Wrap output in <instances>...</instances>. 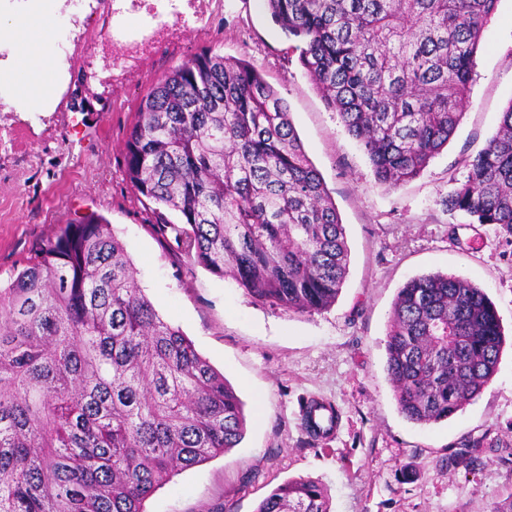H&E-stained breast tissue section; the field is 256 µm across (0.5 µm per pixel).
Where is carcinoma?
<instances>
[{
    "label": "carcinoma",
    "instance_id": "cac0c4a2",
    "mask_svg": "<svg viewBox=\"0 0 512 512\" xmlns=\"http://www.w3.org/2000/svg\"><path fill=\"white\" fill-rule=\"evenodd\" d=\"M266 3L375 182L396 187L453 138L498 0ZM137 112L126 175L155 205L161 236L258 302L293 313L336 302L344 224L253 65L200 54L158 78ZM448 206L512 233V101ZM503 342L477 285L438 272L407 281L386 340L400 412L418 424L456 414L496 374ZM245 427L234 389L138 288L104 218L58 225L0 286V512H145L161 485L237 447ZM256 512H330L329 497L293 479Z\"/></svg>",
    "mask_w": 512,
    "mask_h": 512
}]
</instances>
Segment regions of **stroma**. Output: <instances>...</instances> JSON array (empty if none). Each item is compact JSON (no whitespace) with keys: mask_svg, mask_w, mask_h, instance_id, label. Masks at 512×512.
Wrapping results in <instances>:
<instances>
[{"mask_svg":"<svg viewBox=\"0 0 512 512\" xmlns=\"http://www.w3.org/2000/svg\"><path fill=\"white\" fill-rule=\"evenodd\" d=\"M147 10L145 35L114 43L122 13ZM63 92L55 111H7L0 90V281L56 225L105 218L139 288L182 328L244 403L242 442L180 472L146 512H256L286 480L324 485L332 512H494L512 497V234L448 208L469 158L512 102V0H499L475 58L465 116L416 178L376 185L360 144L289 53L265 0H66L52 34ZM249 61L284 98L304 150L346 229L349 271L335 304L288 313L255 302L160 235L125 173V143L156 79L199 53ZM448 273L482 288L506 336L483 392L448 420L399 411L386 335L399 288ZM339 413L328 439L308 434L307 397Z\"/></svg>","mask_w":512,"mask_h":512,"instance_id":"stroma-1","label":"stroma"}]
</instances>
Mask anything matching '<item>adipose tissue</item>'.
I'll return each mask as SVG.
<instances>
[{
  "mask_svg": "<svg viewBox=\"0 0 512 512\" xmlns=\"http://www.w3.org/2000/svg\"><path fill=\"white\" fill-rule=\"evenodd\" d=\"M54 25L48 14L36 13L24 22L0 15V35L11 46L8 60L0 62V83L11 86L17 111L47 112L57 102L59 74L49 40Z\"/></svg>",
  "mask_w": 512,
  "mask_h": 512,
  "instance_id": "adipose-tissue-1",
  "label": "adipose tissue"
}]
</instances>
